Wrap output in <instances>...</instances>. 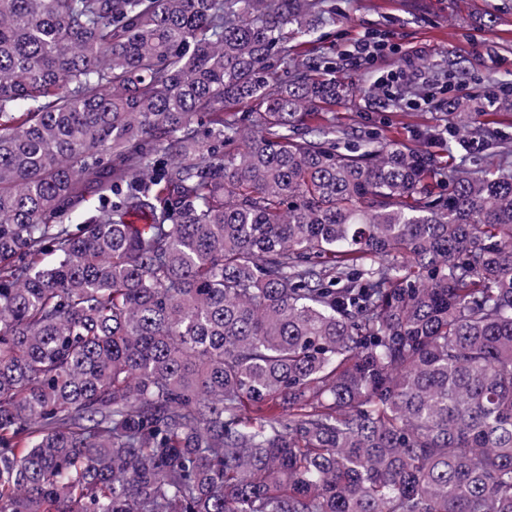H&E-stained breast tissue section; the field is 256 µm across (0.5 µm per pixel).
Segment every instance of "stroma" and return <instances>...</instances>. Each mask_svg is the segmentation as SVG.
<instances>
[{"label":"stroma","instance_id":"35a3bbf8","mask_svg":"<svg viewBox=\"0 0 512 512\" xmlns=\"http://www.w3.org/2000/svg\"><path fill=\"white\" fill-rule=\"evenodd\" d=\"M325 22L292 46L294 60L310 67L333 62L341 95L331 105H317L320 127L347 130L339 143L347 150L362 135L413 146L439 167L449 158L465 159L481 168L512 164V111L488 107V93L512 84V0H329ZM388 35L402 49L417 52L418 62L440 85L431 103L383 102L375 80L396 69L397 54L383 61L352 65L348 53L357 38ZM469 68L467 85L454 90L450 74ZM455 101L484 123L489 135L472 148L451 137L428 141L429 133L455 125L457 111L444 110Z\"/></svg>","mask_w":512,"mask_h":512}]
</instances>
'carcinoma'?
<instances>
[{
  "instance_id": "carcinoma-1",
  "label": "carcinoma",
  "mask_w": 512,
  "mask_h": 512,
  "mask_svg": "<svg viewBox=\"0 0 512 512\" xmlns=\"http://www.w3.org/2000/svg\"><path fill=\"white\" fill-rule=\"evenodd\" d=\"M324 2L0 0V512H512V170L306 137Z\"/></svg>"
}]
</instances>
